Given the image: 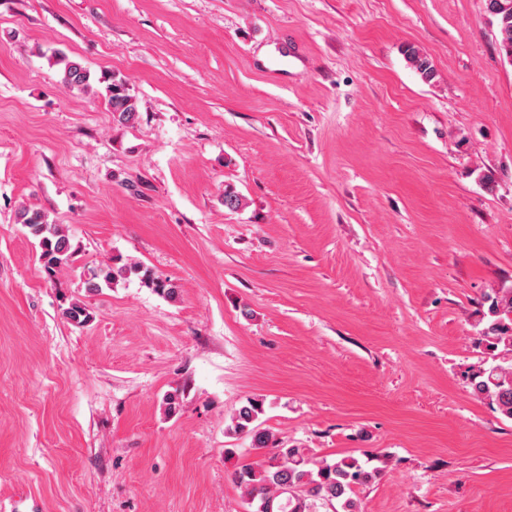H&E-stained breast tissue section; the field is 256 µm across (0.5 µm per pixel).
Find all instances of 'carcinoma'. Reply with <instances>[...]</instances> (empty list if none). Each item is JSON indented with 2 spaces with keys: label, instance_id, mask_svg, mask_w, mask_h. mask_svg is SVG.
I'll return each mask as SVG.
<instances>
[{
  "label": "carcinoma",
  "instance_id": "1",
  "mask_svg": "<svg viewBox=\"0 0 512 512\" xmlns=\"http://www.w3.org/2000/svg\"><path fill=\"white\" fill-rule=\"evenodd\" d=\"M485 10L496 20L500 51L512 59V0H485ZM403 54L422 80L435 79L432 62L418 47L409 44ZM50 61L60 67L63 85L80 91L92 89V73L82 63L59 52ZM98 82L106 84V102L112 119L126 126L137 123L138 101L130 94L126 82L113 76H102ZM19 220L39 240L40 260L46 270L53 271L70 262L74 254L70 239L58 225L49 223L41 210L25 208L20 211ZM131 273L141 275L147 287L165 298L178 299L177 289L137 265H112L97 270L88 281V290L96 291L101 284L110 285ZM483 305L486 310L480 320L477 344L487 358L468 368L466 380L476 397L512 420V366L501 365L512 360V290L493 292ZM62 315L78 326L92 320V314L79 300L69 303ZM260 414L262 403L250 399L232 418L233 430L251 437L252 449H272L264 459L244 465L234 473L236 483L246 494L248 512H361L355 487L372 481L378 469L370 470L353 457L329 462L313 459L304 448L281 447L272 435L255 425Z\"/></svg>",
  "mask_w": 512,
  "mask_h": 512
}]
</instances>
